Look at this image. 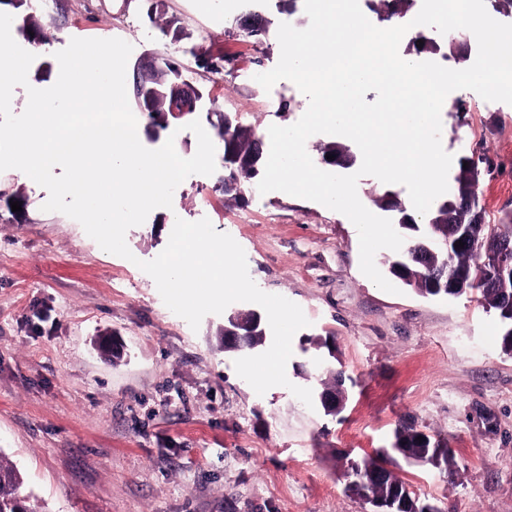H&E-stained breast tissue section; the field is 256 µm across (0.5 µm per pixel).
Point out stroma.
<instances>
[{"label":"stroma","mask_w":512,"mask_h":512,"mask_svg":"<svg viewBox=\"0 0 512 512\" xmlns=\"http://www.w3.org/2000/svg\"><path fill=\"white\" fill-rule=\"evenodd\" d=\"M147 0H59L54 28L30 78L50 87L71 38H120L128 70L162 54L177 59L203 99L195 117L221 112L266 133L301 116L298 99L265 92L255 76L280 57L274 34L261 49L237 36L224 0H164L175 35H162ZM235 56L228 73L195 57ZM466 125L442 119V146L480 159L487 222L512 210V105L457 90ZM223 169L194 174L169 208L128 230L132 259L102 250L81 224L42 211L48 197L14 170L0 173V453L20 470L42 512H368L345 491L347 458L389 446L415 423L447 437L444 468L398 460L396 472L440 512H512V355L499 318L476 293L424 296L382 291L359 267V238L343 214L319 203L250 189L236 200L217 186ZM22 198V211L11 209ZM209 218L244 249L261 290L298 304L309 324L292 340L291 385L320 391L326 363L352 377L335 417L289 387L257 395L234 368L248 349L225 351L236 302L199 330L164 304L138 261L166 247L175 219ZM124 343L110 361L94 345ZM336 343L335 356L316 344Z\"/></svg>","instance_id":"1"}]
</instances>
